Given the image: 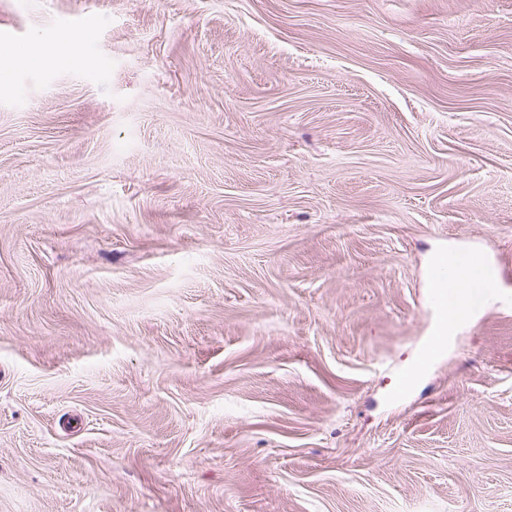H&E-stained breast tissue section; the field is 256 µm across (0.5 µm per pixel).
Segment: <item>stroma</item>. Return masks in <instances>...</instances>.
Wrapping results in <instances>:
<instances>
[{
    "instance_id": "stroma-1",
    "label": "stroma",
    "mask_w": 512,
    "mask_h": 512,
    "mask_svg": "<svg viewBox=\"0 0 512 512\" xmlns=\"http://www.w3.org/2000/svg\"><path fill=\"white\" fill-rule=\"evenodd\" d=\"M0 512H512V0H0ZM497 299L434 334L438 248ZM86 37L81 33H67L56 41L52 50L47 55L55 61L69 62L77 59L85 45Z\"/></svg>"
}]
</instances>
